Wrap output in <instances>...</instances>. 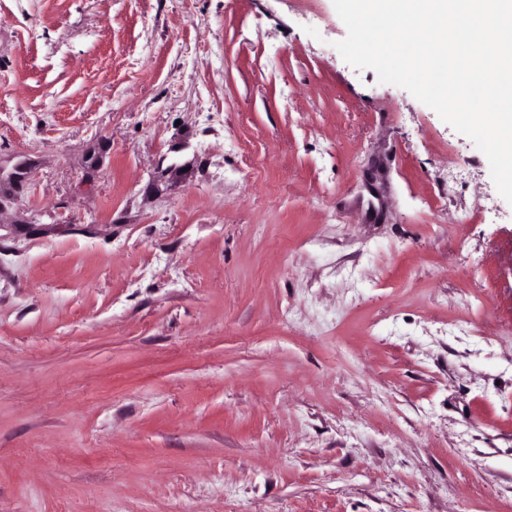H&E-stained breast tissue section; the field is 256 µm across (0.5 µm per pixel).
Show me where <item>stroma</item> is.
Returning a JSON list of instances; mask_svg holds the SVG:
<instances>
[{
    "label": "stroma",
    "instance_id": "1",
    "mask_svg": "<svg viewBox=\"0 0 512 512\" xmlns=\"http://www.w3.org/2000/svg\"><path fill=\"white\" fill-rule=\"evenodd\" d=\"M333 0H0V512H512V205Z\"/></svg>",
    "mask_w": 512,
    "mask_h": 512
}]
</instances>
